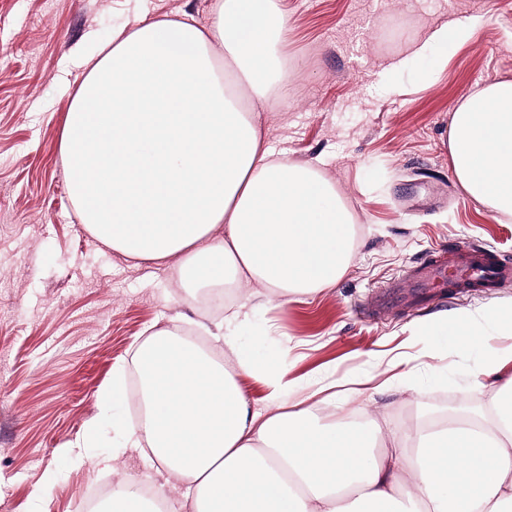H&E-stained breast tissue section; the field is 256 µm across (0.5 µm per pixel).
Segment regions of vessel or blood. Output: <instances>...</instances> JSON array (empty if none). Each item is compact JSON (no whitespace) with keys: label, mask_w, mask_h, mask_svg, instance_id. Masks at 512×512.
Here are the masks:
<instances>
[{"label":"vessel or blood","mask_w":512,"mask_h":512,"mask_svg":"<svg viewBox=\"0 0 512 512\" xmlns=\"http://www.w3.org/2000/svg\"><path fill=\"white\" fill-rule=\"evenodd\" d=\"M509 277H512L511 262L462 246L453 251L440 250L428 263L407 272L405 279H393L382 296L387 302L399 300L398 288L405 280L410 283L411 297L422 299L428 296L430 288L443 281L456 288L477 281L494 283Z\"/></svg>","instance_id":"vessel-or-blood-1"}]
</instances>
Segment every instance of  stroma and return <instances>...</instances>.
Listing matches in <instances>:
<instances>
[{
    "mask_svg": "<svg viewBox=\"0 0 512 512\" xmlns=\"http://www.w3.org/2000/svg\"><path fill=\"white\" fill-rule=\"evenodd\" d=\"M288 28L271 57L260 121L267 145L330 180L354 217L355 259L321 292L258 305L241 343L269 368L314 391L324 377L371 373L409 354L420 397L394 393L393 422L431 413L440 396L479 407L471 375L480 350L425 338L459 309L512 308V278L466 288L429 308L381 307L387 283L440 246L512 257V218L478 204L452 166L449 128L470 94L512 80V0H274ZM216 0H0V512H77L101 482L153 485L166 512H191L158 466L123 448L120 424L137 404L124 392L112 418L100 396L133 372L134 350L173 326L203 341L223 308L201 307L164 261L127 259L82 223L60 141L84 56L142 16L209 25ZM481 25L441 52L432 32ZM87 442L85 463L71 444ZM85 441V440H84Z\"/></svg>",
    "mask_w": 512,
    "mask_h": 512,
    "instance_id": "obj_1",
    "label": "stroma"
}]
</instances>
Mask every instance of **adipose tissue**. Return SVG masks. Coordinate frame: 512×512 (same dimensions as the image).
<instances>
[{
    "instance_id": "ef3b65f1",
    "label": "adipose tissue",
    "mask_w": 512,
    "mask_h": 512,
    "mask_svg": "<svg viewBox=\"0 0 512 512\" xmlns=\"http://www.w3.org/2000/svg\"><path fill=\"white\" fill-rule=\"evenodd\" d=\"M287 23L274 0H218L205 29L142 18L113 33L71 102L61 154L83 223L125 256L173 262L182 287L233 291L213 346L169 328L137 345L141 411L124 445L147 448L193 512H512V349L485 351L479 412L396 424L369 377L306 394L236 342L253 289L315 294L354 256L333 184L263 145L269 43ZM220 56L251 111L222 88ZM449 143L465 192L511 217L512 81L467 97ZM258 372L271 388L262 413L238 381Z\"/></svg>"
}]
</instances>
